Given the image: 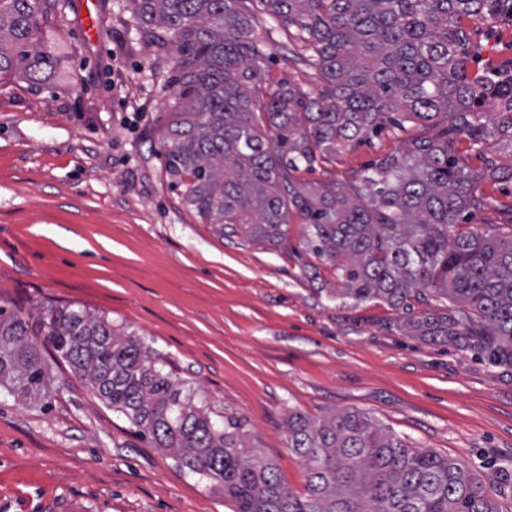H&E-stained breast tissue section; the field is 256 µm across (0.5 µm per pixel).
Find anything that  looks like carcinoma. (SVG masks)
<instances>
[{"mask_svg":"<svg viewBox=\"0 0 512 512\" xmlns=\"http://www.w3.org/2000/svg\"><path fill=\"white\" fill-rule=\"evenodd\" d=\"M131 2L160 50L177 46L159 144L169 181L203 223L279 246L296 217L307 250L336 270V298L449 299L459 316L425 335L475 337L491 362L512 365V233L461 227L486 200L456 151L461 137L472 151L486 140L487 103L512 149V74L473 65L475 31L464 25H512V0H260L274 24L296 29L294 57L319 74L310 90L267 82L269 44L244 0ZM41 17L38 0H0V77L37 87L55 68ZM407 122L438 131L356 184L298 177ZM45 346L179 469L224 487L234 512H512L463 464L360 411L288 414V448L308 473L295 494L240 423L223 425L183 395L186 381L142 337L69 305H0V386L14 400L47 393Z\"/></svg>","mask_w":512,"mask_h":512,"instance_id":"obj_1","label":"carcinoma"}]
</instances>
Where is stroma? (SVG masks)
Segmentation results:
<instances>
[{
    "label": "stroma",
    "mask_w": 512,
    "mask_h": 512,
    "mask_svg": "<svg viewBox=\"0 0 512 512\" xmlns=\"http://www.w3.org/2000/svg\"><path fill=\"white\" fill-rule=\"evenodd\" d=\"M80 2L50 0L44 45L57 63L40 89L0 81V301L70 304L136 332L212 411L241 422L293 492L308 474L288 446L289 413L358 410L512 503V366L424 335L450 303L337 299L336 272L306 253L300 224L269 247L201 223L159 152L171 57L128 0H97L101 34L88 40ZM269 38L268 82L316 86L287 31ZM405 138H370L306 179L351 180ZM481 189L488 203L472 223H506L512 185ZM44 357L47 406L0 389V512H233L222 487L180 471L67 363Z\"/></svg>",
    "instance_id": "35a3bbf8"
}]
</instances>
